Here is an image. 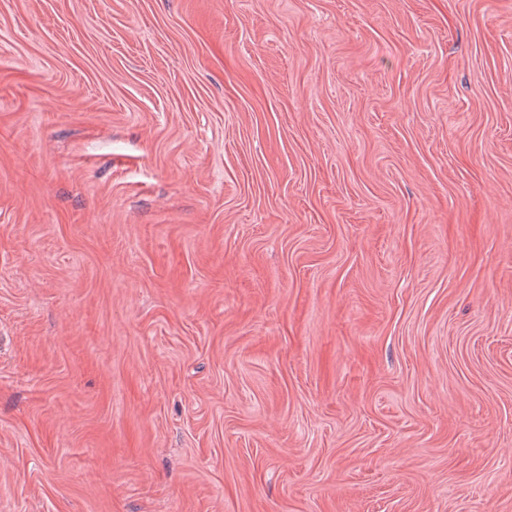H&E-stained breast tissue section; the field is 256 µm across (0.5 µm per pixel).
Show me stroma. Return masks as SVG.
Returning a JSON list of instances; mask_svg holds the SVG:
<instances>
[{"instance_id":"1","label":"stroma","mask_w":512,"mask_h":512,"mask_svg":"<svg viewBox=\"0 0 512 512\" xmlns=\"http://www.w3.org/2000/svg\"><path fill=\"white\" fill-rule=\"evenodd\" d=\"M0 512H512V0H0Z\"/></svg>"}]
</instances>
